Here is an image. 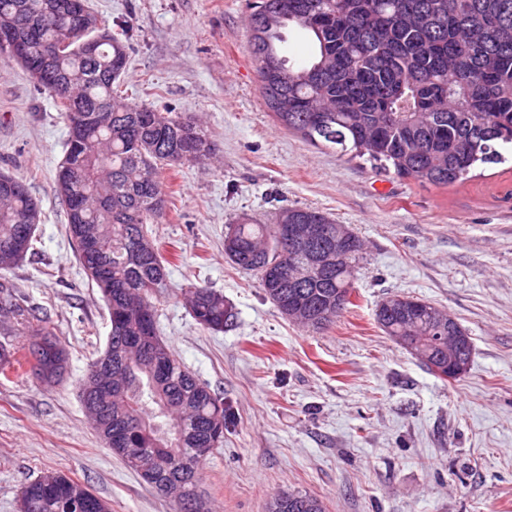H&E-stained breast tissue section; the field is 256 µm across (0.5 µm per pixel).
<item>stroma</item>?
I'll return each instance as SVG.
<instances>
[{
    "mask_svg": "<svg viewBox=\"0 0 512 512\" xmlns=\"http://www.w3.org/2000/svg\"><path fill=\"white\" fill-rule=\"evenodd\" d=\"M103 30L129 39L131 102L200 118L216 162L160 169L169 194L153 226L170 286L160 337L224 401V443L200 471L214 512H267L280 491L326 512H512V162L433 186L314 147L264 106L247 0H89ZM69 135L54 98L0 57V173L40 208L33 251L4 277L67 354L63 378L0 372V512L46 471L78 480L112 512H176L103 443L79 385L103 351L109 314L67 231L55 172ZM319 210L364 243L348 308L304 329L256 273L224 254L228 224ZM223 293L237 319L215 332L186 303L189 284ZM389 295L447 310L473 344L468 372L443 381L375 320Z\"/></svg>",
    "mask_w": 512,
    "mask_h": 512,
    "instance_id": "stroma-1",
    "label": "stroma"
}]
</instances>
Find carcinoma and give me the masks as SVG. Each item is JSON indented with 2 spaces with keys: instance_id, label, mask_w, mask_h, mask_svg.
<instances>
[{
  "instance_id": "1",
  "label": "carcinoma",
  "mask_w": 512,
  "mask_h": 512,
  "mask_svg": "<svg viewBox=\"0 0 512 512\" xmlns=\"http://www.w3.org/2000/svg\"><path fill=\"white\" fill-rule=\"evenodd\" d=\"M43 0H0V19L26 21L28 54L53 62L52 77L68 79L67 101L58 103L70 126L67 154L55 184L66 205L79 259L112 307V367L124 390L103 405L106 424L121 428L124 443L112 453L155 487L198 495L205 449L224 443V403L157 335L153 300L169 288L165 259L148 225L166 208L161 166L204 164L216 146L195 118L129 102L119 81L129 46L112 38L92 57L80 52L65 15L42 12ZM306 31L314 54L306 64L282 55V29ZM249 47L259 87L279 125L314 146L337 147L401 178L448 186L480 164L512 160V0H255L248 19ZM0 189V271L16 266L33 248L31 210L38 207L25 183ZM283 224L313 227L311 243L336 250V235L349 233L339 260L324 269L282 239ZM225 255L260 276L264 293L293 321L323 330L351 303L362 240L326 214L280 209L273 224L242 216L227 227ZM185 296L194 320L222 331L232 306L206 285ZM382 329L402 339L438 378L457 379L471 363L464 336L454 357L464 369L448 374V312L410 296L382 300ZM20 323L36 315L0 283V315ZM40 325L23 346L0 347V367L28 366L51 379L64 351ZM87 488L45 472L20 491V512H75ZM268 512H325L315 496L282 492Z\"/></svg>"
}]
</instances>
